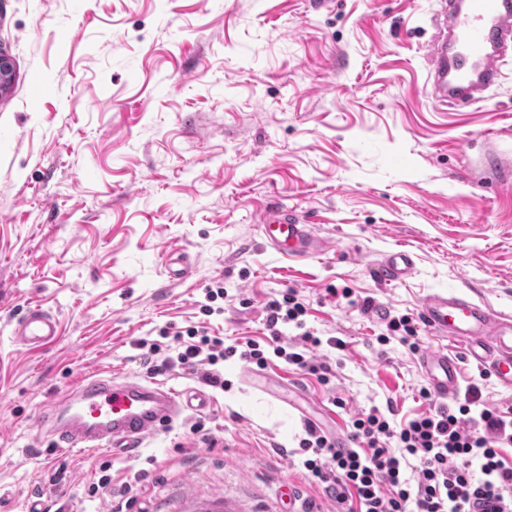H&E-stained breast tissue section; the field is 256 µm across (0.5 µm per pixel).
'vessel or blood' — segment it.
<instances>
[{"instance_id":"obj_1","label":"vessel or blood","mask_w":512,"mask_h":512,"mask_svg":"<svg viewBox=\"0 0 512 512\" xmlns=\"http://www.w3.org/2000/svg\"><path fill=\"white\" fill-rule=\"evenodd\" d=\"M428 81L433 99L446 107L483 101L500 79L499 61L512 51V0H444L435 21ZM262 229L278 252L302 257L316 242L307 225L286 210L275 209ZM411 254L399 250L380 263L386 280L398 281L413 272ZM421 314L425 324L444 337L467 343L471 359L488 368L499 387L512 390V320L499 319L486 308L444 292L426 296ZM27 347H42L58 334L56 319L35 307L13 330ZM421 366L438 397L456 394L461 379L457 362L443 351L423 354ZM69 420L53 425L57 451L109 447L124 458L136 457L144 441L189 407L205 410L210 400L199 393L180 392L165 384L117 380L94 375L83 378L70 399Z\"/></svg>"}]
</instances>
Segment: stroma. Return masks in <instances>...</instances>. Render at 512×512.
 I'll return each mask as SVG.
<instances>
[{
    "label": "stroma",
    "instance_id": "35a3bbf8",
    "mask_svg": "<svg viewBox=\"0 0 512 512\" xmlns=\"http://www.w3.org/2000/svg\"><path fill=\"white\" fill-rule=\"evenodd\" d=\"M436 0H0V512H336L301 464L308 423L430 408L422 352L447 350L485 403L512 392L464 344L425 326L445 291L512 319V54L487 100L447 110L426 86ZM282 207L324 247L288 257L263 238ZM415 271L390 283L385 256ZM223 286L217 313L202 312ZM297 292L330 368L220 363L224 388L165 366L167 327L267 339L270 295ZM38 302L59 333L21 348ZM410 317L418 351L389 330ZM158 344L145 357L138 340ZM204 393L128 460L50 453L43 415L84 374ZM146 474L144 484L135 478ZM110 486H102L105 477ZM130 482L133 504L118 493ZM413 268L412 256L405 250H399L387 255L380 263L381 273L387 281L405 279L412 274Z\"/></svg>",
    "mask_w": 512,
    "mask_h": 512
}]
</instances>
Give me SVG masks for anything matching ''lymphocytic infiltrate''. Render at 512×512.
<instances>
[{
    "mask_svg": "<svg viewBox=\"0 0 512 512\" xmlns=\"http://www.w3.org/2000/svg\"><path fill=\"white\" fill-rule=\"evenodd\" d=\"M264 312L272 353L252 339L229 343L204 335L184 343L177 364L201 369L216 386L222 383L216 364L234 357L262 369L274 356L326 376L315 354L321 340L305 331L307 309L296 295L270 298ZM288 326L301 329L302 349L284 346ZM352 428L356 449L337 447L311 424L299 443L304 468L338 512H512V461L502 454L512 447V408L479 406L476 388L458 407L438 404L400 426L373 408L353 417ZM410 456L421 462L412 479L403 469Z\"/></svg>",
    "mask_w": 512,
    "mask_h": 512,
    "instance_id": "1",
    "label": "lymphocytic infiltrate"
}]
</instances>
